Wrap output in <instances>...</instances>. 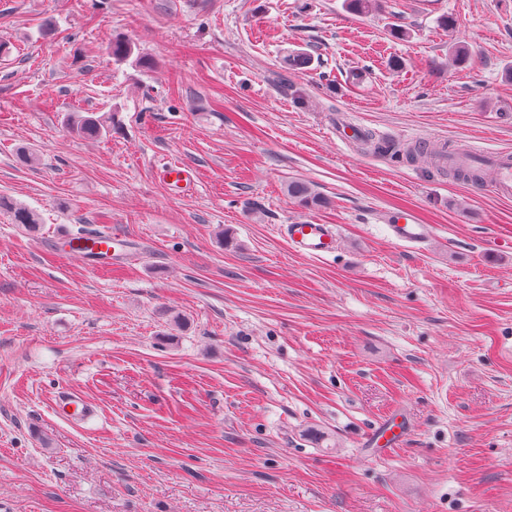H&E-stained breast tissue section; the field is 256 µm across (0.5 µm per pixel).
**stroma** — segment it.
Returning <instances> with one entry per match:
<instances>
[{
    "label": "stroma",
    "mask_w": 512,
    "mask_h": 512,
    "mask_svg": "<svg viewBox=\"0 0 512 512\" xmlns=\"http://www.w3.org/2000/svg\"><path fill=\"white\" fill-rule=\"evenodd\" d=\"M0 40V198L41 217L0 210V512H512V200L405 156L512 151V0H0ZM301 221L335 253L292 251ZM81 228L130 247L59 257ZM82 115L76 112L70 118V125L74 132L78 135L99 137L110 133L118 123L117 112L108 113L107 117H97L93 113ZM388 227L396 242L407 245L423 244L429 236L427 224H420L412 211H401ZM284 232L291 248L303 256L319 258L336 250L338 238L332 224H285ZM57 412L66 418H88L94 415V408L81 396L74 393H65L55 404ZM405 423L398 415L392 414L365 439L366 448L387 451L398 446L405 438Z\"/></svg>",
    "instance_id": "1"
}]
</instances>
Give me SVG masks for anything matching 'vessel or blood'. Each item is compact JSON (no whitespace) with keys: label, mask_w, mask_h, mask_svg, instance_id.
<instances>
[{"label":"vessel or blood","mask_w":512,"mask_h":512,"mask_svg":"<svg viewBox=\"0 0 512 512\" xmlns=\"http://www.w3.org/2000/svg\"><path fill=\"white\" fill-rule=\"evenodd\" d=\"M434 160L440 170L474 169L487 170L492 175L491 187L505 199L512 198V153L488 151L477 146L463 152H449L447 146H439ZM391 237L399 243L416 245L428 237L427 225L421 224L411 211L400 212L389 225ZM291 248L306 257L319 258L334 253L338 241L336 230L330 224L299 222L284 227ZM57 412L66 418H88L94 408L81 396L66 393L55 404ZM405 424L398 415H390L365 440L367 447L385 451L398 446L405 438Z\"/></svg>","instance_id":"vessel-or-blood-1"}]
</instances>
